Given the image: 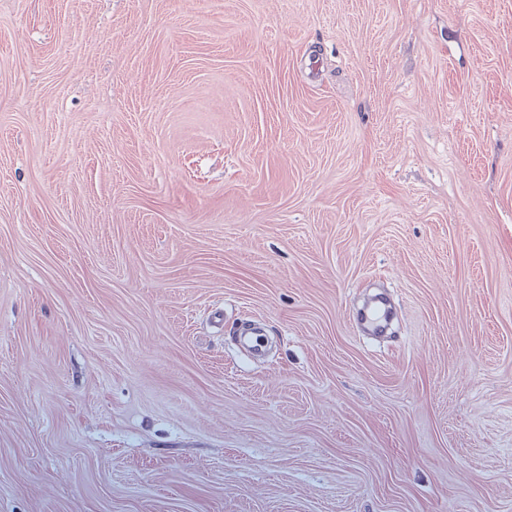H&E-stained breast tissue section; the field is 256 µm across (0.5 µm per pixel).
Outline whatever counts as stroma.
Wrapping results in <instances>:
<instances>
[{
	"instance_id": "35a3bbf8",
	"label": "stroma",
	"mask_w": 512,
	"mask_h": 512,
	"mask_svg": "<svg viewBox=\"0 0 512 512\" xmlns=\"http://www.w3.org/2000/svg\"><path fill=\"white\" fill-rule=\"evenodd\" d=\"M0 512H512V0H0Z\"/></svg>"
}]
</instances>
